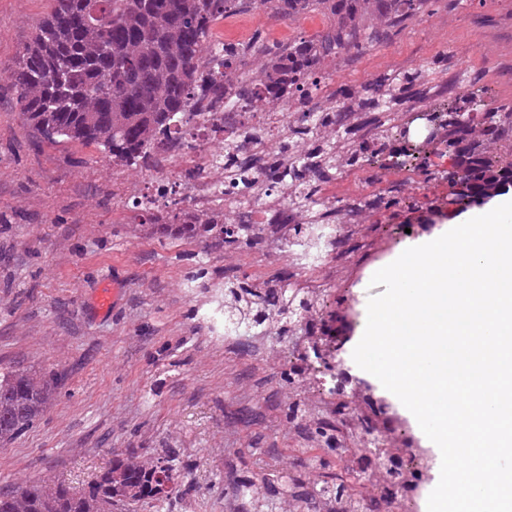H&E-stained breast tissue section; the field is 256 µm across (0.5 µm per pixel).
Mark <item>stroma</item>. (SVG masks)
Listing matches in <instances>:
<instances>
[{
	"instance_id": "35a3bbf8",
	"label": "stroma",
	"mask_w": 512,
	"mask_h": 512,
	"mask_svg": "<svg viewBox=\"0 0 512 512\" xmlns=\"http://www.w3.org/2000/svg\"><path fill=\"white\" fill-rule=\"evenodd\" d=\"M51 8V0H0V367L58 371L65 380L44 415L0 445V490L47 481L79 491L116 458L150 462L165 448L192 465L177 480L181 512H244L236 487L245 475L262 482L290 473L311 483L308 418L284 415L321 397L301 359L307 339L341 344L359 374L352 352L372 270L445 223L434 207L447 201V181L421 185L387 173L374 187L378 202L361 206L358 223L347 225L334 258L316 272L328 290L302 328L290 338L271 334L261 349L227 343L202 318L209 293L188 291V276L203 267L217 281L247 275L273 283L296 271L287 247L271 232L233 250L151 236L125 202L145 169H113L94 146L35 142L8 75ZM281 21L288 27L279 39L288 42L317 38L332 19L321 7L289 20L275 12L258 20L250 10L229 18L266 42ZM324 66L334 85L356 90L420 73V85L394 107L402 116L435 103L451 79L479 81L493 106L512 107V0H435L392 40ZM391 197L421 207L396 216L383 205ZM111 281L118 302L103 312L96 291ZM330 417L350 447L372 429L390 437L400 469L422 470L398 497L400 512H422L433 458L413 456L422 440L392 396L365 378L352 410Z\"/></svg>"
}]
</instances>
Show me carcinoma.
<instances>
[{"mask_svg": "<svg viewBox=\"0 0 512 512\" xmlns=\"http://www.w3.org/2000/svg\"><path fill=\"white\" fill-rule=\"evenodd\" d=\"M285 18L322 5L334 24L316 39L299 37L270 47L258 39L245 45L211 44L214 25L245 7V0H53L34 42L16 55L9 79L17 93L25 124L36 139L50 144L96 145L122 168L155 164L154 149L173 145L188 112L197 102L228 100L223 74L242 71L238 102L247 111H259L299 95L327 90L330 109L314 105L288 124L282 148L295 155V163L271 172V188L288 196V205H317L319 184L334 174L364 162H377L388 154L386 166H409L428 181L439 174L448 181V204L475 201L512 181V108H487V90H458L448 85V108L429 111L433 139L439 148L402 140L390 145V111L397 100L393 83H370L360 94L346 88L330 89V75L322 62L361 47L357 16L374 11L382 25L367 36L370 44L398 33L418 16L430 0H273ZM263 56L266 68L257 76L245 71L250 59ZM359 96L369 118L370 135L362 139L345 162H339L338 142L318 140L315 131L332 126L336 136L348 139L353 110L346 100ZM483 107L480 133L458 121L461 112ZM448 158V168L436 171L432 157ZM251 162L237 165L235 180L224 184L245 192L251 185ZM133 208L165 236L181 240L205 239L215 248L254 245L263 239L265 225L239 224L230 230L224 221L179 224L173 212H157L147 202ZM189 288H219L224 318L261 327L279 318L280 334L288 335L314 308L304 291L265 290L247 279L212 282L200 268L188 278ZM57 371L37 373L0 370V444H8L45 413L61 384ZM186 469L172 450L156 459L150 471L128 468L118 459L90 483L74 493L63 484L35 483L0 492V512H121L146 500L161 512L171 509L172 490L160 487ZM346 494L348 512H364L362 497L338 478L325 480L319 496L330 507L336 493Z\"/></svg>", "mask_w": 512, "mask_h": 512, "instance_id": "carcinoma-1", "label": "carcinoma"}]
</instances>
